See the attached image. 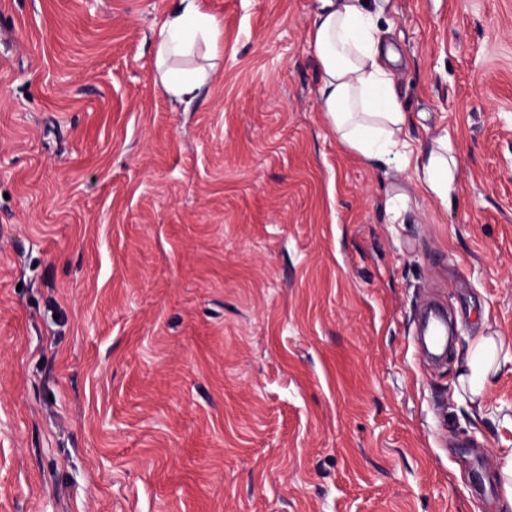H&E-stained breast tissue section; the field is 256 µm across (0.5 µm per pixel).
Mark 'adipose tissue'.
<instances>
[{
	"mask_svg": "<svg viewBox=\"0 0 512 512\" xmlns=\"http://www.w3.org/2000/svg\"><path fill=\"white\" fill-rule=\"evenodd\" d=\"M219 21L203 11L200 0H176L163 22L155 48L156 81L172 100L190 108L210 79L205 68L170 67V59L188 55L201 42L216 44ZM320 72L318 94L338 141L364 162L414 166L424 188L442 205L453 201L454 148L448 138L415 154L405 137L403 112L389 68L395 54L383 50L366 0H320L309 32ZM495 337H477L470 346L468 371L459 382L471 398L481 397L503 360Z\"/></svg>",
	"mask_w": 512,
	"mask_h": 512,
	"instance_id": "ef3b65f1",
	"label": "adipose tissue"
}]
</instances>
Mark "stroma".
Returning a JSON list of instances; mask_svg holds the SVG:
<instances>
[{"label":"stroma","instance_id":"1","mask_svg":"<svg viewBox=\"0 0 512 512\" xmlns=\"http://www.w3.org/2000/svg\"><path fill=\"white\" fill-rule=\"evenodd\" d=\"M0 0V512H512V0H373L443 206L336 138L318 0ZM175 1L163 22L161 38L155 48L156 82L175 103L188 110L209 81L210 72L203 67L172 68L169 60L188 55L200 41L215 45L221 26L214 16L202 10L200 0ZM502 344L494 336H479L470 346L468 371L459 378L463 389H468L471 401L482 396L490 376L496 373L506 356Z\"/></svg>","mask_w":512,"mask_h":512}]
</instances>
